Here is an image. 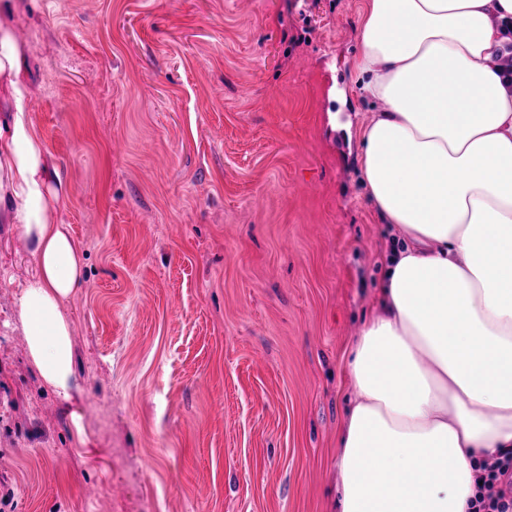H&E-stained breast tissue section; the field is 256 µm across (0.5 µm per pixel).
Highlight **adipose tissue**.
Wrapping results in <instances>:
<instances>
[{
	"label": "adipose tissue",
	"mask_w": 512,
	"mask_h": 512,
	"mask_svg": "<svg viewBox=\"0 0 512 512\" xmlns=\"http://www.w3.org/2000/svg\"><path fill=\"white\" fill-rule=\"evenodd\" d=\"M0 0V210L37 271L20 297L29 355L76 389L63 301L84 260L55 223L58 194L22 109L28 66ZM356 88L377 102L358 130L372 203L404 241L348 372L337 512H471L481 462L512 449V0H365Z\"/></svg>",
	"instance_id": "ef3b65f1"
}]
</instances>
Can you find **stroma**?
<instances>
[{
	"instance_id": "35a3bbf8",
	"label": "stroma",
	"mask_w": 512,
	"mask_h": 512,
	"mask_svg": "<svg viewBox=\"0 0 512 512\" xmlns=\"http://www.w3.org/2000/svg\"><path fill=\"white\" fill-rule=\"evenodd\" d=\"M84 256L78 387L33 364L0 223L6 512H336L347 363L393 237L345 125L362 0H14Z\"/></svg>"
}]
</instances>
